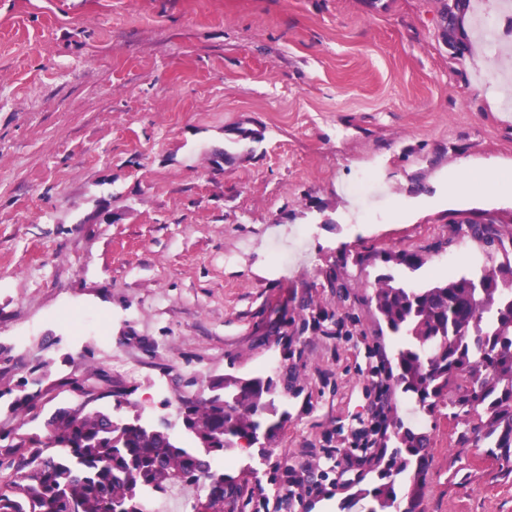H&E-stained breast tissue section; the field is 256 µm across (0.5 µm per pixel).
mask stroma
I'll return each instance as SVG.
<instances>
[{"mask_svg":"<svg viewBox=\"0 0 512 512\" xmlns=\"http://www.w3.org/2000/svg\"><path fill=\"white\" fill-rule=\"evenodd\" d=\"M464 29L457 56L438 0H0V427L44 432L72 381L104 378L180 437L182 400L262 375L274 453L216 461L259 469L224 512H360L379 465L357 485L339 466L382 453L370 370L398 344L365 297L497 256L450 220L512 234V177L447 191L465 162L512 161V0H473ZM389 399L433 436L424 512H512V462L458 443L470 417Z\"/></svg>","mask_w":512,"mask_h":512,"instance_id":"obj_1","label":"stroma"}]
</instances>
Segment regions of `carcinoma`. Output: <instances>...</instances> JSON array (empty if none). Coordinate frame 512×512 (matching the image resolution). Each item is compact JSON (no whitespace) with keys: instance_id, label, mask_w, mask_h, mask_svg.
I'll return each mask as SVG.
<instances>
[{"instance_id":"cac0c4a2","label":"carcinoma","mask_w":512,"mask_h":512,"mask_svg":"<svg viewBox=\"0 0 512 512\" xmlns=\"http://www.w3.org/2000/svg\"><path fill=\"white\" fill-rule=\"evenodd\" d=\"M440 36L456 53L467 48L461 29L471 0H438ZM479 241L497 240L502 260L468 276L445 277L411 288L381 280L366 303L394 336L403 339L394 355L396 387L414 410L432 415L444 406L448 417H477L460 444L488 443L496 456L512 460V237L495 224H456ZM74 389L110 398L113 410L62 407L44 435L18 437L0 429V512H145V503L175 486L199 481L205 494L191 512H224V494L248 483L226 481L211 461L223 458L237 440L269 438L277 425L273 383L260 375L217 378L207 398L184 400L179 415L186 437L176 438L165 421L146 424L140 416L118 418L132 406V391H103L82 383ZM397 441L382 482L360 489L362 512H422L432 462V435L391 419Z\"/></svg>"}]
</instances>
